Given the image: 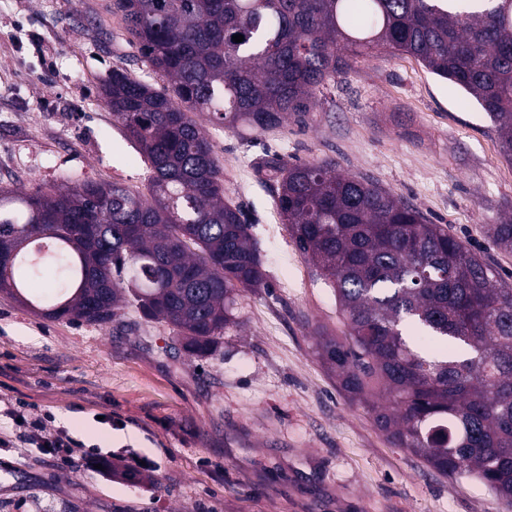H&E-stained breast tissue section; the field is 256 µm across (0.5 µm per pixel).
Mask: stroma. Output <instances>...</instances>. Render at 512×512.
<instances>
[{
    "instance_id": "obj_1",
    "label": "stroma",
    "mask_w": 512,
    "mask_h": 512,
    "mask_svg": "<svg viewBox=\"0 0 512 512\" xmlns=\"http://www.w3.org/2000/svg\"><path fill=\"white\" fill-rule=\"evenodd\" d=\"M152 71L114 0H0V188L88 180L146 191L147 158L100 88ZM209 135L226 198L252 226L267 288L240 299L241 328L206 360L171 347L134 309L104 325L49 320L0 292V400L35 404L85 447L72 467L0 445V512H506L480 481L449 480L393 447L316 352L343 336L333 288L297 250L276 185L255 167L334 162L467 240L512 284V252L486 227L512 203V163L468 94L408 55L358 59L304 121ZM117 470L102 477L93 453ZM146 456L133 475L121 461Z\"/></svg>"
}]
</instances>
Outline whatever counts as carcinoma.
<instances>
[{
  "mask_svg": "<svg viewBox=\"0 0 512 512\" xmlns=\"http://www.w3.org/2000/svg\"><path fill=\"white\" fill-rule=\"evenodd\" d=\"M171 88L122 69L101 81L150 163L149 195L86 181L0 189V291L49 319L90 325L134 308L208 359L268 287L251 225L224 201L205 130L264 131L304 117L360 57L405 54L475 98L512 162V0H116ZM241 34L236 43L232 36ZM297 249L328 280L348 336L318 354L392 445L512 507V288L448 225L391 191L317 162L262 158ZM488 232L512 251V213ZM48 283L51 291L33 285ZM381 389L388 405L371 403Z\"/></svg>",
  "mask_w": 512,
  "mask_h": 512,
  "instance_id": "1",
  "label": "carcinoma"
}]
</instances>
